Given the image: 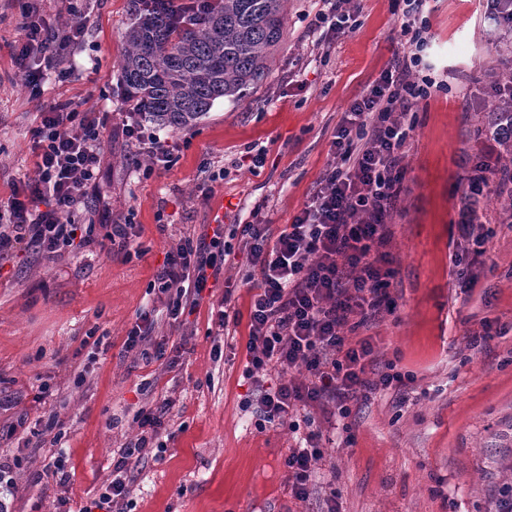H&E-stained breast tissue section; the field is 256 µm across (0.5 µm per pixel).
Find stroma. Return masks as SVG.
<instances>
[{"instance_id":"1","label":"stroma","mask_w":512,"mask_h":512,"mask_svg":"<svg viewBox=\"0 0 512 512\" xmlns=\"http://www.w3.org/2000/svg\"><path fill=\"white\" fill-rule=\"evenodd\" d=\"M26 3L0 0V201L35 174L46 107L67 101L104 113L100 204L76 218L133 217L141 253L125 262L78 244L55 257L21 247L0 258V455L16 461L9 512H55L63 498L82 512L111 481L121 448L141 437L138 410L161 402L166 450L147 444L129 475L128 503L112 512H326L331 498L337 512H503L512 500V223L491 197L473 236L458 226L465 177L483 159L477 132L499 103L488 88L500 56L512 53L487 0L429 4L424 60L448 88L420 100L403 150L404 190L387 219L395 309L348 336L374 347L368 380L390 364L411 380L350 402L336 428L318 410L265 427L247 405L254 290L241 227L264 201L279 231L336 164L330 142L343 113L403 51L402 0H356V32L332 39L322 35L320 0H288L269 77L239 100H218L195 126L160 131L179 150L169 170L153 173L121 133L118 78L132 0H74L84 37L39 62L34 87L13 59ZM260 147L266 162L256 168L250 155ZM212 172L218 178L201 194ZM217 220L231 253L199 305L171 326L152 283L168 251ZM465 278L472 287L460 288ZM143 314L152 323L147 349H127ZM486 331L489 347L474 346ZM309 416L327 437L324 478L299 501L285 459ZM57 441L63 485L46 470Z\"/></svg>"}]
</instances>
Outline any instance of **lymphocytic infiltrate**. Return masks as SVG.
Instances as JSON below:
<instances>
[{"instance_id":"f902f5d3","label":"lymphocytic infiltrate","mask_w":512,"mask_h":512,"mask_svg":"<svg viewBox=\"0 0 512 512\" xmlns=\"http://www.w3.org/2000/svg\"><path fill=\"white\" fill-rule=\"evenodd\" d=\"M404 2L400 29L410 50L344 112L331 141L337 165L326 170L309 201L279 233L271 232L259 205L253 209V222L243 227L255 288L245 373L251 377L271 368L281 375L277 385L257 390V409L269 424L287 422L296 406L323 408L333 401L344 417L347 402L403 383L397 372L382 373L375 382L365 379L373 346L366 339L348 345L345 330L354 316L386 304L392 275L386 219L403 190L400 162L415 129L412 112L436 85L431 77H413L428 44L427 0ZM64 10L68 20L60 31L34 7L18 19L21 43L15 63L29 85L39 80L27 64L31 54L67 48L84 35L82 16L69 2ZM103 128L97 113L64 104L42 112L37 175L14 184L0 211V257L20 246L53 255L74 242L95 241L94 225L76 224L74 216L96 194ZM123 133L146 154L151 168L171 167L174 145L146 133L135 116H127ZM484 155L485 162L466 177V194L474 200L512 184V171L488 165L492 150ZM225 257L220 224L210 239L187 240L167 252L153 286L166 297L169 319L180 322L198 303L223 269ZM297 367L306 370L307 380L288 379V372ZM321 438V430H309L303 446L291 449L285 460L295 499H308L318 483ZM146 444L141 438L121 449L112 480L95 503L98 512H111L114 503L129 496L127 478L141 465Z\"/></svg>"}]
</instances>
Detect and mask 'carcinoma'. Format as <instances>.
<instances>
[{
	"instance_id": "1",
	"label": "carcinoma",
	"mask_w": 512,
	"mask_h": 512,
	"mask_svg": "<svg viewBox=\"0 0 512 512\" xmlns=\"http://www.w3.org/2000/svg\"><path fill=\"white\" fill-rule=\"evenodd\" d=\"M287 2L219 0L180 21L149 0H133L120 68L128 110L175 131L196 124L219 99H241L271 72Z\"/></svg>"
}]
</instances>
